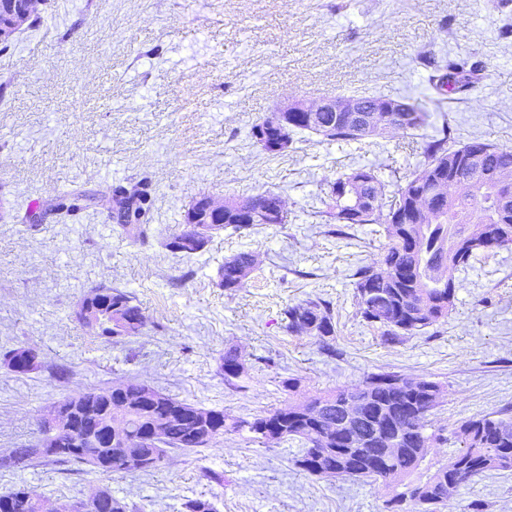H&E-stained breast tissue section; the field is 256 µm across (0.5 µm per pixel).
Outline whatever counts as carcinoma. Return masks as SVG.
<instances>
[{
  "instance_id": "1",
  "label": "carcinoma",
  "mask_w": 512,
  "mask_h": 512,
  "mask_svg": "<svg viewBox=\"0 0 512 512\" xmlns=\"http://www.w3.org/2000/svg\"><path fill=\"white\" fill-rule=\"evenodd\" d=\"M433 70L429 83L435 96L415 99L373 95L367 102L403 108L401 112H378L375 126L419 131L431 125L447 98L466 94L473 74L481 62L472 58L420 57ZM288 131L273 125L269 116L251 128L254 144L269 156H280L294 143V136L314 132L330 141L356 143L362 135L333 113L318 114L317 124L306 116L288 118ZM448 123L426 135L420 142V160L403 183L388 191L383 168L376 164H353L324 183L318 216L327 224H382L388 240L381 258L359 267L354 286L359 313L366 323L383 328V339L394 343L400 337L423 331L448 318L456 293L455 271L478 252L512 248V185L499 186L502 173L512 176V147L498 146L473 137L459 148L453 147ZM468 177L466 190L441 199H432L435 211H424L425 195L448 183L455 170ZM139 181L126 189L137 198L136 207L112 214L126 238L144 235L152 220V204ZM256 208L268 212L261 225H281L285 217L279 211V194L258 191L248 197ZM93 206L88 192L72 190L58 206L69 213ZM214 235L197 238L189 225L166 243L173 254L188 256L201 251ZM256 263L251 252H240L224 260L218 271V286L227 292L242 287ZM92 317L97 326L85 324L92 334L112 341L133 336L144 325L141 308L125 291L109 286L90 290ZM285 329L291 334L318 338L323 351L334 354L328 338L336 335V322L330 303L308 299L284 310ZM33 350L22 346L0 355L10 372L26 375L39 369L28 364ZM224 382L237 385L246 373L245 360L237 348H224L220 358ZM399 374L374 373L346 390H329L304 400H290L263 417L245 420L230 417L222 410L207 409L174 398L145 383L120 388L102 387L84 393L86 402L102 413V421L112 420V446L101 448L109 474L148 473L157 468L171 451L191 452L208 447L216 438L246 430L266 442L295 440L300 444L295 464L311 477L322 479L346 476L358 480L382 482L386 486H404L386 501L390 512H403L408 493L423 490L418 499L420 512H437L448 496L471 481L490 472H512V415L504 409L495 414L462 420L454 435L460 449L448 461L429 471L425 480L412 484L406 479L420 469L437 436L427 434L429 416L439 405L440 384L423 378L414 385L395 386ZM359 402L363 419L353 431L360 434L361 449L345 452L347 444H336V421L345 409ZM41 456L31 447L15 448L0 458V468L19 469ZM52 463L82 462L78 448L69 436L58 439L52 452L41 457ZM43 497L34 489L19 486L0 495V512H40L37 503ZM82 512H138L125 498L112 494L78 502ZM183 512H217L213 500L201 495L183 504Z\"/></svg>"
}]
</instances>
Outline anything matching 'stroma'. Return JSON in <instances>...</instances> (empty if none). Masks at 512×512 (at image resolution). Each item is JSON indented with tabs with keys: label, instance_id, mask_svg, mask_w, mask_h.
I'll list each match as a JSON object with an SVG mask.
<instances>
[{
	"label": "stroma",
	"instance_id": "stroma-1",
	"mask_svg": "<svg viewBox=\"0 0 512 512\" xmlns=\"http://www.w3.org/2000/svg\"><path fill=\"white\" fill-rule=\"evenodd\" d=\"M39 23L0 51V353L32 346L40 368L0 367V457L37 443L44 412L94 388L148 383L232 417L254 418L299 395L396 372L439 383L431 427L512 406V249L479 254L456 274L455 308L425 332L384 342L359 313L353 274L385 246L377 224L339 227L318 217L324 182L356 162L404 174L418 159L413 132L377 144L297 135L270 157L248 137L276 107L345 96L430 95L422 52L474 55L485 67L466 96L445 103L456 143L479 136L512 146V0H41ZM148 180L153 220L143 238L111 218L117 186ZM98 206L53 211L73 189ZM280 193L285 224L224 230L191 256L168 239L201 195ZM39 224L22 221L26 201ZM258 264L224 292L217 271L239 252ZM98 285L128 292L145 317L121 342L90 335L78 304ZM330 301L335 354L291 335L283 310ZM246 359L242 388L219 371L227 346ZM294 444L227 433L199 453H173L150 473H119L114 495L139 512H182L212 497L219 512H386L387 489L347 477L316 479L294 464ZM224 475L209 482V471ZM99 475L38 459L0 469V494L28 485L59 512L88 496ZM512 512V475L463 485L440 512Z\"/></svg>",
	"mask_w": 512,
	"mask_h": 512
}]
</instances>
